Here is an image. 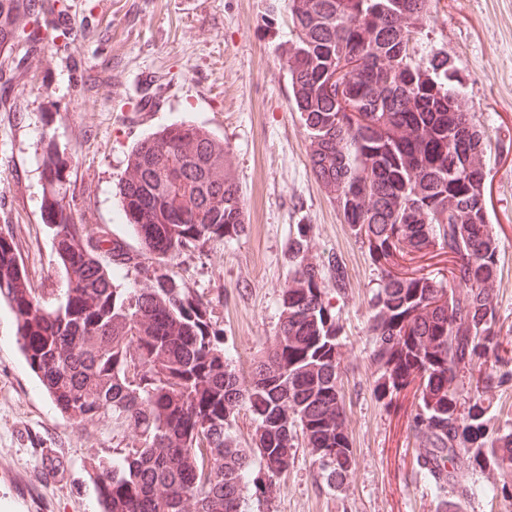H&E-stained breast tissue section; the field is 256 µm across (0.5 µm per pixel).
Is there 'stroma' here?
I'll list each match as a JSON object with an SVG mask.
<instances>
[{
	"instance_id": "obj_1",
	"label": "stroma",
	"mask_w": 512,
	"mask_h": 512,
	"mask_svg": "<svg viewBox=\"0 0 512 512\" xmlns=\"http://www.w3.org/2000/svg\"><path fill=\"white\" fill-rule=\"evenodd\" d=\"M291 0H36L18 36L0 45V231L42 305L53 304L65 274L44 209L45 157L69 156L63 172L75 222L93 216L130 253L140 245L118 196L132 146L165 125L189 120L213 133L233 159L247 230L177 254L170 269L185 288L212 300L232 367L248 380L258 350L277 333L290 278V225L312 227L313 253L342 255L349 286L327 298L343 325L340 348L345 426L354 463L327 488L315 456L298 444L259 512H436L416 473L407 438L413 389L391 404L374 393L368 300L377 272L343 224L336 202L310 171V138L292 109L288 48ZM418 59L448 58L468 111L490 136L485 195L500 241L495 299L501 334L512 342V0H433L416 26ZM133 425L102 419L96 440L60 414L21 356L15 318L0 304V464L29 473L56 497V512H94L86 466L136 447ZM56 453L48 473L43 449ZM454 471L478 489L467 512H512L492 496L502 471L477 469L469 455Z\"/></svg>"
}]
</instances>
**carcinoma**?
I'll return each mask as SVG.
<instances>
[{
	"instance_id": "cac0c4a2",
	"label": "carcinoma",
	"mask_w": 512,
	"mask_h": 512,
	"mask_svg": "<svg viewBox=\"0 0 512 512\" xmlns=\"http://www.w3.org/2000/svg\"><path fill=\"white\" fill-rule=\"evenodd\" d=\"M292 99L311 139L310 167L334 195L343 223L379 271L369 299L373 392L393 398L418 383L409 436L425 452L417 473L439 497L437 512H464L475 495L465 476L441 470L464 451L475 466L512 472V425L488 426L484 394L512 381L493 292L500 244L477 198L486 182L488 132L466 111L445 57H396L403 24L421 25L431 0H292ZM29 0H0V41L13 39ZM357 54L363 67L343 95L381 101L356 126L324 90L328 69ZM45 208L52 246L66 272L57 305L29 295L16 304V258L0 254V300L15 314L21 353L57 409L70 417L123 416L139 432L124 454L90 466L101 512H249L245 491H268L288 470L298 437L316 455L329 488L353 463L340 382L342 326L325 300L347 288L342 261L312 255L311 225L288 236L291 276L274 343L249 380L232 369L212 302L170 273L179 252L245 232L229 153L188 122L136 143L119 185L141 255L105 230L91 238L67 212L62 157L52 162ZM450 277H403L390 267L433 245ZM143 270L128 287L129 268ZM465 292H456V285ZM96 336L99 344L82 343ZM254 437L240 445L241 409ZM261 476L248 479L253 466Z\"/></svg>"
}]
</instances>
